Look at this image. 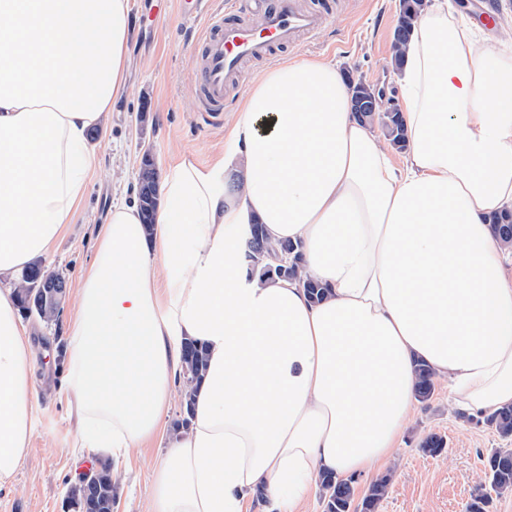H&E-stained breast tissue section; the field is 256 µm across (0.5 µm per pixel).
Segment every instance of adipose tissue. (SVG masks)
<instances>
[{"label":"adipose tissue","mask_w":512,"mask_h":512,"mask_svg":"<svg viewBox=\"0 0 512 512\" xmlns=\"http://www.w3.org/2000/svg\"><path fill=\"white\" fill-rule=\"evenodd\" d=\"M130 36V0H0V486L38 402L13 280L72 221ZM397 79L404 168L353 114L336 65L285 60L249 86L212 163L177 166L152 233L124 201L102 225L59 386L74 450L125 464L162 428L183 341L208 350L150 512H246L259 486L297 512L321 472L368 473L413 416L420 361L467 415L512 404V249L490 230L512 210V63L450 20L448 0H426ZM255 222L298 244L324 300L297 279L260 282Z\"/></svg>","instance_id":"obj_1"}]
</instances>
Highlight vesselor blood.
<instances>
[{
  "instance_id": "obj_1",
  "label": "vessel or blood",
  "mask_w": 512,
  "mask_h": 512,
  "mask_svg": "<svg viewBox=\"0 0 512 512\" xmlns=\"http://www.w3.org/2000/svg\"><path fill=\"white\" fill-rule=\"evenodd\" d=\"M233 9L235 17L228 20L211 0H194L182 14L184 25L205 31L196 44L193 74L202 111L214 115L223 111L229 87L242 81L246 61L266 58L277 47L314 36L326 23L323 14L298 7L296 0H278L255 23L248 18L247 0H235Z\"/></svg>"
}]
</instances>
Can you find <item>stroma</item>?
Returning a JSON list of instances; mask_svg holds the SVG:
<instances>
[{
  "instance_id": "1",
  "label": "stroma",
  "mask_w": 512,
  "mask_h": 512,
  "mask_svg": "<svg viewBox=\"0 0 512 512\" xmlns=\"http://www.w3.org/2000/svg\"><path fill=\"white\" fill-rule=\"evenodd\" d=\"M306 7L326 14L318 35L274 54V61L323 59L336 63L341 74L363 81L384 101L401 100L394 78L393 32L398 24V0H303ZM135 30L152 27L154 18L166 24L157 37L130 44L127 93L116 104L105 128L89 136L94 168L85 195L43 266L65 274L71 287L60 314L52 322L23 316L38 354L36 370L39 406L35 429L10 485L0 488V512H68L66 497L79 474L95 460L71 451L70 408L57 388L66 370L59 354L66 342L67 322L76 304L75 287L93 257V245L112 205L136 199L137 171L144 150H152L160 179H167L183 157L209 162L224 148L227 119L237 110L245 83L234 86L224 104V120L208 125L200 112L193 78L190 42L178 28L176 0H131ZM182 417L181 398L173 396L164 429L131 449L128 466L118 472L114 512H147L152 467L165 440ZM444 438L442 455L421 449L429 435ZM493 448H512L484 417L468 416L448 405V391L436 382L434 393L419 402L388 463L357 476V495L370 483L390 475L391 486L379 512H469L473 499L489 490L484 458Z\"/></svg>"
}]
</instances>
